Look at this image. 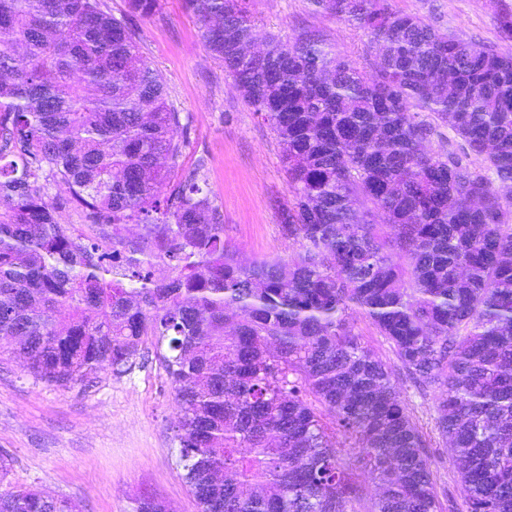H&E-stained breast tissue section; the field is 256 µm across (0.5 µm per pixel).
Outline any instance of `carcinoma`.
Instances as JSON below:
<instances>
[{"label": "carcinoma", "instance_id": "cac0c4a2", "mask_svg": "<svg viewBox=\"0 0 512 512\" xmlns=\"http://www.w3.org/2000/svg\"><path fill=\"white\" fill-rule=\"evenodd\" d=\"M248 2L184 0L280 146L275 210L298 248L245 264L204 161L177 172L184 125L138 30L103 0H0V355L66 387L153 345L200 512H442L425 433L357 312L437 392L466 512H512V54L390 0H310L363 32L364 65L316 29L260 34ZM443 127L461 149L426 148ZM66 207L99 238L61 224ZM0 512L82 508L25 488ZM133 512L169 510L141 493Z\"/></svg>", "mask_w": 512, "mask_h": 512}]
</instances>
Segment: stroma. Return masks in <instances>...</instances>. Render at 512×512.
Masks as SVG:
<instances>
[{
  "instance_id": "stroma-1",
  "label": "stroma",
  "mask_w": 512,
  "mask_h": 512,
  "mask_svg": "<svg viewBox=\"0 0 512 512\" xmlns=\"http://www.w3.org/2000/svg\"><path fill=\"white\" fill-rule=\"evenodd\" d=\"M440 33L512 53V0H394ZM259 30L288 37L321 30L336 51L368 56L362 32L309 0H251ZM140 32L139 55L161 74L170 104L181 114L185 147L180 171L204 161L203 187L224 214V238L243 261L285 256L294 244L283 235L275 206L287 201L280 149L268 125L204 46L198 21L182 0H161L148 19H131ZM356 327L386 362L410 412L432 430L434 397L405 376L389 345L365 320ZM177 403L155 353L126 374L100 370L95 379L66 388L36 381L11 355L0 357V454L11 461L0 488L31 487L80 502L83 512H132L144 491L171 512H199L177 463ZM439 501L462 503L457 466L445 441L432 450Z\"/></svg>"
}]
</instances>
